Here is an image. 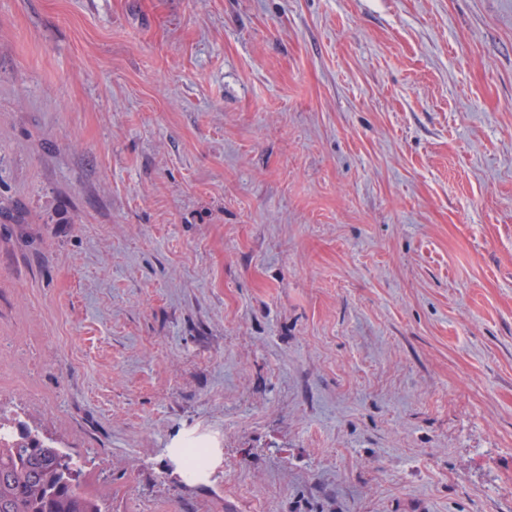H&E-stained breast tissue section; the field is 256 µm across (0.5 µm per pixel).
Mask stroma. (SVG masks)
I'll return each mask as SVG.
<instances>
[{
    "mask_svg": "<svg viewBox=\"0 0 512 512\" xmlns=\"http://www.w3.org/2000/svg\"><path fill=\"white\" fill-rule=\"evenodd\" d=\"M0 203L108 512H512V0H0Z\"/></svg>",
    "mask_w": 512,
    "mask_h": 512,
    "instance_id": "obj_1",
    "label": "stroma"
}]
</instances>
